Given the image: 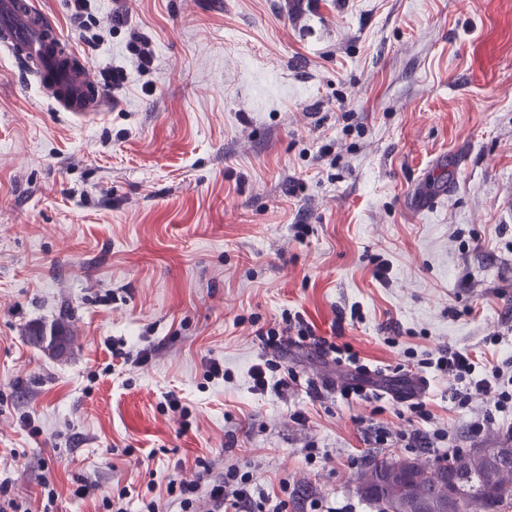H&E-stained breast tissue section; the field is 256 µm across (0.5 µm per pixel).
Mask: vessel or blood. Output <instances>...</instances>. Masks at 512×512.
<instances>
[{
	"label": "vessel or blood",
	"instance_id": "obj_1",
	"mask_svg": "<svg viewBox=\"0 0 512 512\" xmlns=\"http://www.w3.org/2000/svg\"><path fill=\"white\" fill-rule=\"evenodd\" d=\"M0 49L24 68H41L47 80L43 90L56 110L80 121L107 117L109 100L100 84L36 0H0Z\"/></svg>",
	"mask_w": 512,
	"mask_h": 512
}]
</instances>
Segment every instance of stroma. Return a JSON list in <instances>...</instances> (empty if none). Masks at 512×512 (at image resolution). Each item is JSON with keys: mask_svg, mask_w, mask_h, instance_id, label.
<instances>
[{"mask_svg": "<svg viewBox=\"0 0 512 512\" xmlns=\"http://www.w3.org/2000/svg\"><path fill=\"white\" fill-rule=\"evenodd\" d=\"M39 3L112 109L67 118L0 53V481L33 512L48 485L53 512H139L149 488L181 512L166 487L199 457L288 512H377L369 462L512 441V402L432 368L425 420L312 393L360 376L310 345L280 355L288 389L250 378L286 312L372 367H512V0H92L82 27ZM427 367H434L436 371L448 373L455 380L464 382L475 371L478 363L469 353H463L452 349H441L434 360L429 358Z\"/></svg>", "mask_w": 512, "mask_h": 512, "instance_id": "stroma-1", "label": "stroma"}]
</instances>
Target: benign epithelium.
Returning <instances> with one entry per match:
<instances>
[{
	"label": "benign epithelium",
	"instance_id": "obj_1",
	"mask_svg": "<svg viewBox=\"0 0 512 512\" xmlns=\"http://www.w3.org/2000/svg\"><path fill=\"white\" fill-rule=\"evenodd\" d=\"M484 464L494 490L498 494H511L512 481L501 479V472L512 467V444H501L495 448H471L453 461H448V472L461 473L474 464ZM425 472L432 481L442 479V471L413 458H390L380 468V481L375 489H363L367 497L384 498L386 512H460L461 497L448 492V498L436 499L418 487L420 472Z\"/></svg>",
	"mask_w": 512,
	"mask_h": 512
}]
</instances>
